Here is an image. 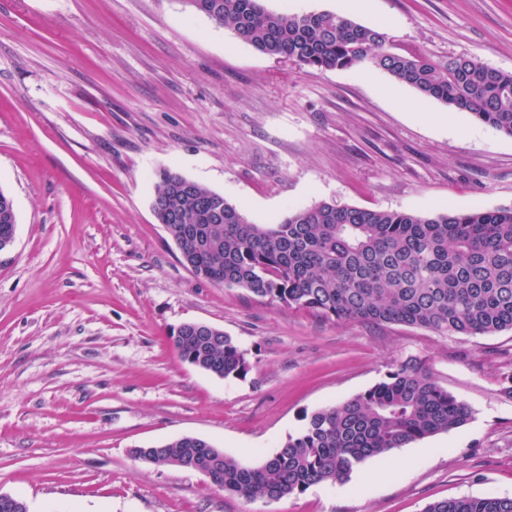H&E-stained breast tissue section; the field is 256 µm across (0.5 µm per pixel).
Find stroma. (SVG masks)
Listing matches in <instances>:
<instances>
[{
    "label": "stroma",
    "mask_w": 512,
    "mask_h": 512,
    "mask_svg": "<svg viewBox=\"0 0 512 512\" xmlns=\"http://www.w3.org/2000/svg\"><path fill=\"white\" fill-rule=\"evenodd\" d=\"M397 47L512 72V0H364ZM256 224L326 201L420 215L512 206V137L387 73L270 57L185 0H0V493L29 512H425L512 497V331L336 321L196 278L156 220L155 174ZM224 330L246 377L184 362L182 323ZM472 410L343 484L247 501L132 458L192 434L261 465L305 416L410 361ZM425 512H512V497L460 496L429 504Z\"/></svg>",
    "instance_id": "35a3bbf8"
}]
</instances>
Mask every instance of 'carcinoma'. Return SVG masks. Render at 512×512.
I'll return each mask as SVG.
<instances>
[{"label":"carcinoma","instance_id":"carcinoma-1","mask_svg":"<svg viewBox=\"0 0 512 512\" xmlns=\"http://www.w3.org/2000/svg\"><path fill=\"white\" fill-rule=\"evenodd\" d=\"M272 57L317 70H381L421 97L512 136V74L476 56L431 59L334 12L267 10L261 0H185ZM151 207L201 280L338 321L400 324L439 336L512 330V208L449 209L432 216L330 202L254 224L224 196L169 169L156 172ZM182 359L210 375L243 378L245 352L229 336H172ZM470 407L410 360L365 391L323 407L256 467L174 439L153 463L206 469L246 500L345 483L367 459L466 425ZM426 512H512V497L460 496Z\"/></svg>","mask_w":512,"mask_h":512}]
</instances>
